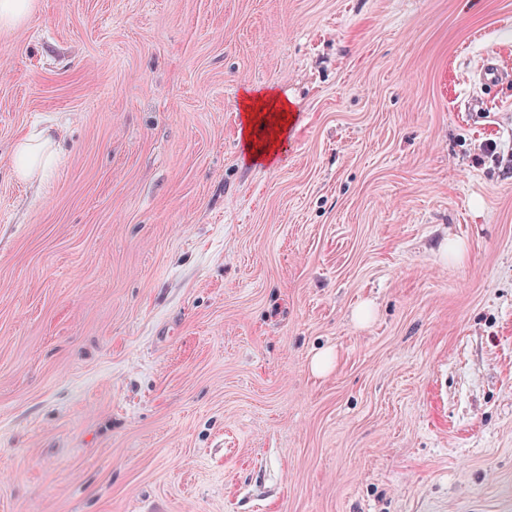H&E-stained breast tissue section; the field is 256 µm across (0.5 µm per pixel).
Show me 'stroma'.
<instances>
[{
	"mask_svg": "<svg viewBox=\"0 0 512 512\" xmlns=\"http://www.w3.org/2000/svg\"><path fill=\"white\" fill-rule=\"evenodd\" d=\"M33 2L0 512H512V0ZM250 90L297 114L268 163ZM244 112L243 138L247 146L249 159L255 161H268L274 157L279 145L259 142L255 139V128L260 122V117L265 112H281L284 117L282 132L288 129V104L270 92L245 93L242 103ZM54 134L49 129L24 132L16 138L14 172L23 181L45 178L51 167Z\"/></svg>",
	"mask_w": 512,
	"mask_h": 512,
	"instance_id": "stroma-1",
	"label": "stroma"
}]
</instances>
